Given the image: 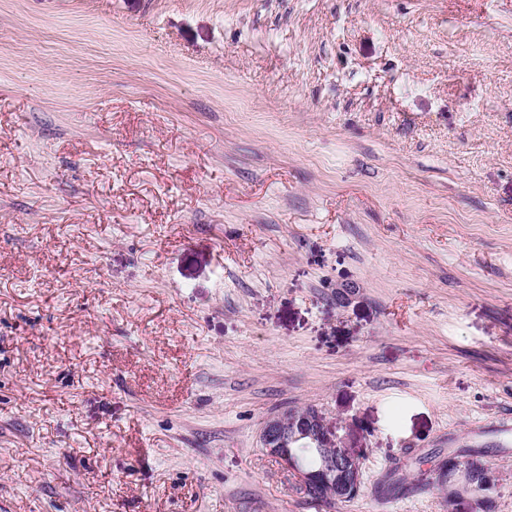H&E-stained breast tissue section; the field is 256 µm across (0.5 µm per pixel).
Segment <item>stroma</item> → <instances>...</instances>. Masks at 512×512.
<instances>
[{"instance_id": "1", "label": "stroma", "mask_w": 512, "mask_h": 512, "mask_svg": "<svg viewBox=\"0 0 512 512\" xmlns=\"http://www.w3.org/2000/svg\"><path fill=\"white\" fill-rule=\"evenodd\" d=\"M0 512H512V0H0ZM259 439L261 448L293 475L306 500L342 503L358 493L362 456L341 445L337 430L332 431L318 407L287 408L267 416ZM296 448L303 461L312 467L318 462L317 448L319 467H306Z\"/></svg>"}]
</instances>
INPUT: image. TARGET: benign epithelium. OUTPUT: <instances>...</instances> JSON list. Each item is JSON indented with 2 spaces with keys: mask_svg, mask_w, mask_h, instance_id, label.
I'll return each mask as SVG.
<instances>
[{
  "mask_svg": "<svg viewBox=\"0 0 512 512\" xmlns=\"http://www.w3.org/2000/svg\"><path fill=\"white\" fill-rule=\"evenodd\" d=\"M259 439L261 448L293 475L306 500L341 502L358 493L362 456L341 445L321 409L307 406L273 413L263 421ZM302 447L318 449V468L310 469L301 462L296 449ZM490 484L485 470L476 467L467 471L465 489L486 490Z\"/></svg>",
  "mask_w": 512,
  "mask_h": 512,
  "instance_id": "benign-epithelium-1",
  "label": "benign epithelium"
}]
</instances>
